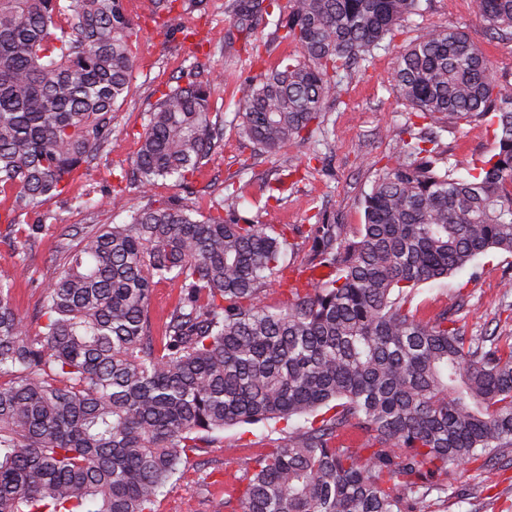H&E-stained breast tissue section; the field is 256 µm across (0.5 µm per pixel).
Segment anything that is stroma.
<instances>
[{
	"instance_id": "1",
	"label": "stroma",
	"mask_w": 512,
	"mask_h": 512,
	"mask_svg": "<svg viewBox=\"0 0 512 512\" xmlns=\"http://www.w3.org/2000/svg\"><path fill=\"white\" fill-rule=\"evenodd\" d=\"M230 3L181 0L171 17L161 19L143 8L133 12L132 87L116 112L109 149L92 162L85 177L71 185L68 197L46 205L50 227L27 254L12 252L5 238L7 225L0 223V272H13L20 265L26 269L15 284L13 298L30 333L39 330L36 312L43 287L62 268V229L125 221V214L113 212L110 206L88 211L77 205L76 198L87 192L105 195L117 183L116 172L131 169L146 114L158 97V88L167 85H183L194 77L215 79L212 102L215 111L224 115V138L189 186L174 187L161 181L145 193L127 188L130 208L173 198L199 218L232 182L242 188L238 214L244 218L278 228L286 224L298 228L308 225L310 215L321 210L336 223L363 224V197L370 192L377 169L395 161L406 137L409 107L393 89V52L375 51L365 75L342 73L343 91L327 104L324 132L277 154H265L240 134L236 103L248 80L260 70L275 67L290 49L274 41L271 27L258 26L253 36L266 42L268 50L262 64L252 63L245 37L234 25ZM420 27L464 31L492 62L502 92L512 93V42L490 37L472 0H428ZM417 125L432 127L439 134L450 163L462 173L495 147L493 128L485 118L457 121L445 117L433 125L421 119ZM316 150L327 155L324 168L307 165ZM283 166L294 169V180L285 183L281 203L264 208L261 190L274 181L276 169ZM456 293L468 302L462 314L468 334L512 335V316L506 311L512 303L511 254L480 256L453 277L421 285L412 305L419 317L427 319L444 309ZM260 432L257 425L228 427L220 442L191 454L182 477L161 497L157 512H212L214 502L224 496L225 449H237L242 458L252 456L264 446ZM497 465L494 482H486L482 471L470 469L456 477L447 493L431 494V512H504L512 505V459H498Z\"/></svg>"
}]
</instances>
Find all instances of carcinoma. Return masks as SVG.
I'll return each instance as SVG.
<instances>
[{"instance_id": "1", "label": "carcinoma", "mask_w": 512, "mask_h": 512, "mask_svg": "<svg viewBox=\"0 0 512 512\" xmlns=\"http://www.w3.org/2000/svg\"><path fill=\"white\" fill-rule=\"evenodd\" d=\"M491 37L512 42V0H474ZM232 0L251 56L265 15L295 47L253 77L238 129L263 153L304 141L342 91L337 75L418 26L422 0ZM127 0H0V193L20 255L48 225L21 223L62 196L112 142L134 67ZM392 81L412 118L491 117L492 154L467 176L436 135L402 141L362 201L356 231L317 217L310 263L334 270L289 289L288 226L241 218L224 186L201 219L173 199L123 224L74 230L28 334L0 276V512H155L188 453L224 428L279 434L224 482L235 512H428L426 498L472 464L512 452V336H469L462 294L433 319L417 288L480 254H512V95L459 29L421 32L396 51ZM213 82L160 91L133 172L146 191L185 184L224 137ZM179 286L158 336L150 297ZM348 427L356 445L338 441Z\"/></svg>"}]
</instances>
